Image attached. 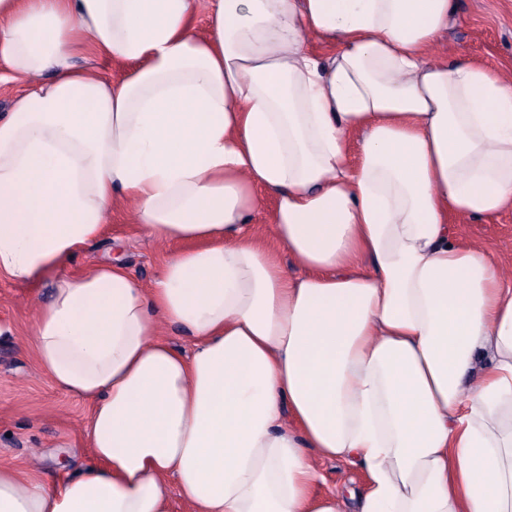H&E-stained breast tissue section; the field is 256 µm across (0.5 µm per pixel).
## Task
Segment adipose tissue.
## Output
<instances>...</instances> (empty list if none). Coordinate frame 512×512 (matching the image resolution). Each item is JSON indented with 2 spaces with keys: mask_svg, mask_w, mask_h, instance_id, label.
I'll return each mask as SVG.
<instances>
[{
  "mask_svg": "<svg viewBox=\"0 0 512 512\" xmlns=\"http://www.w3.org/2000/svg\"><path fill=\"white\" fill-rule=\"evenodd\" d=\"M200 2L0 0L28 87L0 118V275L116 210L180 245L151 285L115 261L53 289L29 343L89 403L91 460L1 466L0 512H173L172 478L191 512H512V285L452 226L512 209V81L439 54L454 0H208L204 35ZM263 193L287 258L246 222ZM318 457L366 493L320 492ZM72 62L77 66L91 68L101 76L114 81L121 79L126 72V65L123 61L105 59L87 52L75 54Z\"/></svg>",
  "mask_w": 512,
  "mask_h": 512,
  "instance_id": "adipose-tissue-1",
  "label": "adipose tissue"
}]
</instances>
